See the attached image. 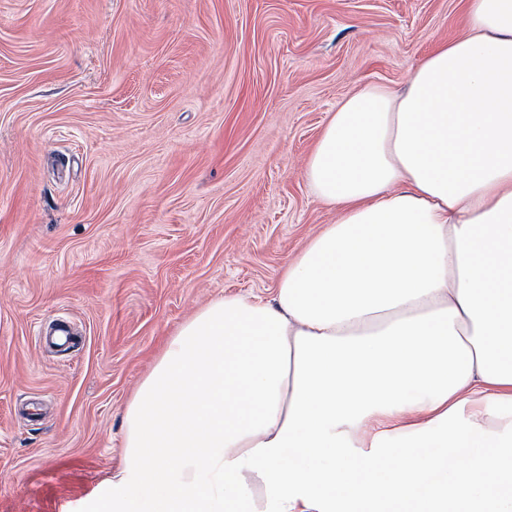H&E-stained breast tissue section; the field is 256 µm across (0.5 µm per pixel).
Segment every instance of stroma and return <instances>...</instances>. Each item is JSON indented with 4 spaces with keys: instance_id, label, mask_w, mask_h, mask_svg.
Here are the masks:
<instances>
[{
    "instance_id": "obj_1",
    "label": "stroma",
    "mask_w": 512,
    "mask_h": 512,
    "mask_svg": "<svg viewBox=\"0 0 512 512\" xmlns=\"http://www.w3.org/2000/svg\"><path fill=\"white\" fill-rule=\"evenodd\" d=\"M467 0H0V512H93L168 339L335 212L329 112Z\"/></svg>"
}]
</instances>
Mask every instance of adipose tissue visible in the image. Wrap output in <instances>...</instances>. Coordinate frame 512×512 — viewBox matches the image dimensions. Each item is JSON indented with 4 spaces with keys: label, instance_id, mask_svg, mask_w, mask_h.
<instances>
[{
    "label": "adipose tissue",
    "instance_id": "adipose-tissue-1",
    "mask_svg": "<svg viewBox=\"0 0 512 512\" xmlns=\"http://www.w3.org/2000/svg\"><path fill=\"white\" fill-rule=\"evenodd\" d=\"M305 179L335 220L169 338L98 512H512V0L344 98Z\"/></svg>",
    "mask_w": 512,
    "mask_h": 512
}]
</instances>
